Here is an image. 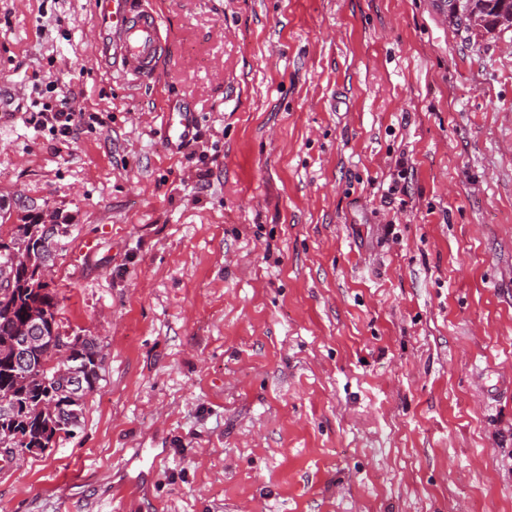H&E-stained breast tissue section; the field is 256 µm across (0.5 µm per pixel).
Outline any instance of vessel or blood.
Masks as SVG:
<instances>
[{"mask_svg": "<svg viewBox=\"0 0 512 512\" xmlns=\"http://www.w3.org/2000/svg\"><path fill=\"white\" fill-rule=\"evenodd\" d=\"M92 25L100 63L139 81L157 75L165 53L161 23L141 0H93ZM195 130L192 113L167 112L164 132L170 151L183 149L194 138Z\"/></svg>", "mask_w": 512, "mask_h": 512, "instance_id": "b4317fda", "label": "vessel or blood"}]
</instances>
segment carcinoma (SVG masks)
Segmentation results:
<instances>
[{
  "label": "carcinoma",
  "instance_id": "obj_1",
  "mask_svg": "<svg viewBox=\"0 0 512 512\" xmlns=\"http://www.w3.org/2000/svg\"><path fill=\"white\" fill-rule=\"evenodd\" d=\"M42 229L37 214L27 213L9 239L0 237V264L14 256L20 258L13 287L0 292V404H6V410L0 412V447L11 449V454L17 456L44 451L55 432H66L76 425L67 415L70 387L52 366L56 350L49 342L61 336L63 307L39 271L53 264L55 258V254L38 247ZM34 313L46 331L47 343L39 352L43 366L24 373L15 365L12 349L18 330ZM65 342L70 362L81 369L82 395L86 396L101 380V348L90 337L76 336Z\"/></svg>",
  "mask_w": 512,
  "mask_h": 512
}]
</instances>
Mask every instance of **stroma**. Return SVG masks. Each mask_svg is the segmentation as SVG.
Returning a JSON list of instances; mask_svg holds the SVG:
<instances>
[{
    "label": "stroma",
    "instance_id": "obj_1",
    "mask_svg": "<svg viewBox=\"0 0 512 512\" xmlns=\"http://www.w3.org/2000/svg\"><path fill=\"white\" fill-rule=\"evenodd\" d=\"M145 5L150 84L96 62L92 0H0V203L67 220L46 280L105 357L0 512H512V29ZM64 98L65 144L10 108ZM196 121L192 112L175 111L166 114L165 144L171 152L183 149L195 136Z\"/></svg>",
    "mask_w": 512,
    "mask_h": 512
}]
</instances>
